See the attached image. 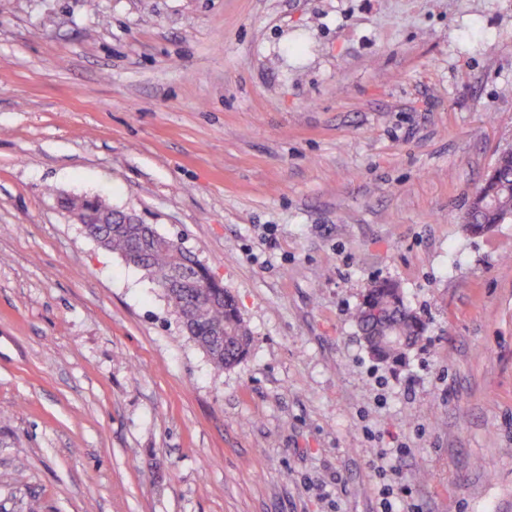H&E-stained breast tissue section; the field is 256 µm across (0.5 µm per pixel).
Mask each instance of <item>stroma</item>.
I'll return each instance as SVG.
<instances>
[{"mask_svg": "<svg viewBox=\"0 0 512 512\" xmlns=\"http://www.w3.org/2000/svg\"><path fill=\"white\" fill-rule=\"evenodd\" d=\"M511 146L512 0H0V512H512V220H459ZM63 195L191 251L246 359ZM377 314L374 326L377 336L389 332L390 336H399L394 342H384L375 338L369 341V351L382 361H397L405 355V350L426 331L422 317L409 309L397 283L391 280L374 281L366 291L364 300L354 313L358 326L367 324V318ZM388 319V321H386ZM407 340L409 343L396 345L397 341Z\"/></svg>", "mask_w": 512, "mask_h": 512, "instance_id": "stroma-1", "label": "stroma"}]
</instances>
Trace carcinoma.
<instances>
[{
	"label": "carcinoma",
	"mask_w": 512,
	"mask_h": 512,
	"mask_svg": "<svg viewBox=\"0 0 512 512\" xmlns=\"http://www.w3.org/2000/svg\"><path fill=\"white\" fill-rule=\"evenodd\" d=\"M496 174L484 180L462 214L467 232L481 234L512 219V156L496 159ZM62 206L69 212L82 211L88 217L86 233L108 251L119 256L136 255L134 267L142 270L162 289L170 283L176 268H182L197 280L199 263L184 248L163 240L150 224H122L123 212L112 211L110 223H101L102 204L97 197H64ZM183 305L191 308L190 338L206 353L218 369L231 368L249 353L251 336L239 313L234 296L224 288H211L206 293L187 289L181 296ZM377 314L374 326L377 334L385 332L409 343L416 342L426 331L422 317L409 309L397 283L377 280L366 291L364 300L354 313L358 326ZM407 346L379 339L369 342V351L382 361H397L405 355Z\"/></svg>",
	"instance_id": "1"
}]
</instances>
